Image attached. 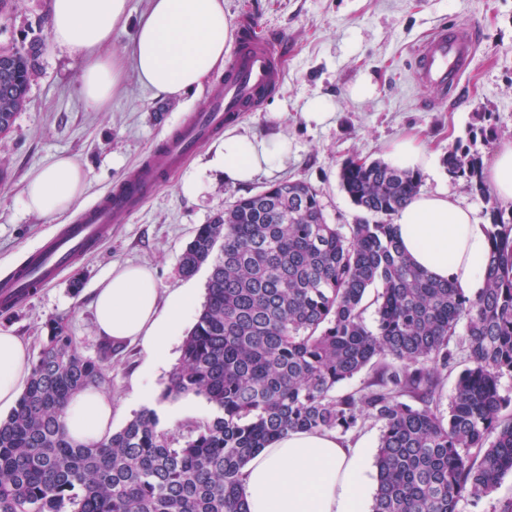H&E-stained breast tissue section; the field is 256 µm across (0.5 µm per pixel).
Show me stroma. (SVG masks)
Instances as JSON below:
<instances>
[{
	"label": "stroma",
	"instance_id": "35a3bbf8",
	"mask_svg": "<svg viewBox=\"0 0 512 512\" xmlns=\"http://www.w3.org/2000/svg\"><path fill=\"white\" fill-rule=\"evenodd\" d=\"M232 29L256 19L262 33L281 32L290 54L284 79L261 109L244 113L239 131H278L291 151L284 168L259 174L246 186L224 184L205 165L210 144H203L162 183L126 223L112 227L110 239L93 254L59 272L21 306L0 311V326L13 329L31 353L46 340L49 320L62 321L80 352L97 357L103 342L91 306L98 283L113 263L148 264L161 290L190 285L204 304L209 266L189 278L179 272V258L200 225L235 198L255 194L282 180L314 187L327 223H353L358 211L343 191L339 173L350 159H383L393 140L414 136L432 154V169L420 170V189L448 191L470 207L479 223H488V204L465 180L449 177L442 159L457 144L469 145L490 164L501 142L512 141V0H224ZM450 21L475 24L482 37L472 70L457 100H424L416 87L410 57L434 26ZM47 36V0H12L0 12V44L23 35ZM83 63L46 44L33 78L29 102L16 116L12 131L0 137V277L37 252L75 212L56 218L26 213L19 204L24 178L57 155L72 157L87 172L84 205H91L131 170L156 154L162 140L188 122L205 103L214 80L180 98L155 96L135 72L123 91L100 110L89 108L80 92ZM374 87L360 99L353 87L362 79ZM328 100L335 112L329 122L307 124L302 114L310 99ZM488 113L498 138H473L480 113ZM199 181L195 198L182 195L186 178ZM179 362L144 370L138 345L125 344L107 364V390L121 411L114 428H123L139 407L143 389L162 395Z\"/></svg>",
	"mask_w": 512,
	"mask_h": 512
}]
</instances>
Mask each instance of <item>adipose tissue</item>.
<instances>
[{"mask_svg": "<svg viewBox=\"0 0 512 512\" xmlns=\"http://www.w3.org/2000/svg\"><path fill=\"white\" fill-rule=\"evenodd\" d=\"M52 42L84 60L81 92L102 109L121 86L126 65L155 95L181 96L224 68L231 39L224 0H150L123 55H102L112 34L126 25L128 0H48ZM288 140L277 132L225 130L209 161L226 184L250 183L280 168ZM87 188L84 169L60 155L30 170L21 204L27 213L55 217L78 207ZM396 236L407 256L434 278L473 294L484 283L490 242L472 209L445 191L422 193L397 214ZM195 304L192 289L161 295L153 267L113 264L93 298L96 330L117 343L138 344L147 368L167 363ZM31 371L27 343L0 327V412L13 409ZM114 406L103 388L89 387L68 400L64 427L78 444L111 436ZM374 473L364 440L336 430L294 431L261 449L243 470L247 512H368Z\"/></svg>", "mask_w": 512, "mask_h": 512, "instance_id": "adipose-tissue-1", "label": "adipose tissue"}]
</instances>
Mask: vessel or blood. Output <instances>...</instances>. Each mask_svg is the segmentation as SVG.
I'll list each match as a JSON object with an SVG mask.
<instances>
[{
    "mask_svg": "<svg viewBox=\"0 0 512 512\" xmlns=\"http://www.w3.org/2000/svg\"><path fill=\"white\" fill-rule=\"evenodd\" d=\"M481 35L467 23H444L414 50L413 76L417 87L441 98L452 97L462 76L471 68ZM283 38L241 35L221 84L208 97L206 109L195 114L166 137L153 158L125 176L76 220L59 230L26 264L0 280V297L37 287L92 250L113 223L136 211L154 187L162 182L168 167L193 154L206 135L220 130L242 113L256 111L279 86Z\"/></svg>",
    "mask_w": 512,
    "mask_h": 512,
    "instance_id": "vessel-or-blood-1",
    "label": "vessel or blood"
}]
</instances>
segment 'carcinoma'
<instances>
[{"label":"carcinoma","mask_w":512,"mask_h":512,"mask_svg":"<svg viewBox=\"0 0 512 512\" xmlns=\"http://www.w3.org/2000/svg\"><path fill=\"white\" fill-rule=\"evenodd\" d=\"M43 47L40 36L0 46L1 135L26 106ZM443 165L487 196L469 147ZM340 181L359 211L352 224L327 223L317 191L285 180L237 197L182 252L183 275L211 272L163 396H202L216 415L180 447L150 409L99 443H72L66 401L106 382L119 345L107 339L87 357L50 322L17 405L0 418V512H246L242 470L260 449L292 431L368 425L380 431L371 512H459L498 489L512 474V397L501 392L512 377V213L490 206L488 268L472 296L415 267L381 220L418 194L417 173L350 159ZM461 358L468 366L444 413ZM367 367L362 386L338 391Z\"/></svg>","instance_id":"cac0c4a2"}]
</instances>
